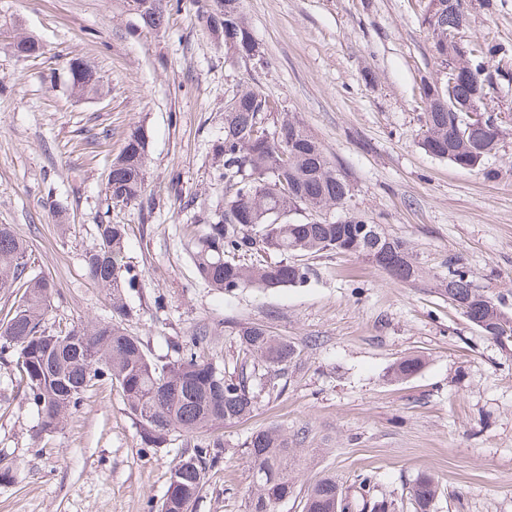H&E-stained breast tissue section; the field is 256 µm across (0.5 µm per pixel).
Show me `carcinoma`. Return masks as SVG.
Listing matches in <instances>:
<instances>
[{
  "label": "carcinoma",
  "mask_w": 512,
  "mask_h": 512,
  "mask_svg": "<svg viewBox=\"0 0 512 512\" xmlns=\"http://www.w3.org/2000/svg\"><path fill=\"white\" fill-rule=\"evenodd\" d=\"M158 2V8L140 16L150 31L166 26L169 0ZM198 17L238 57H261L242 0H203ZM455 22L456 16L438 9L436 0H425L423 23L431 33L434 57L444 68L448 55L437 46L448 39V28ZM65 68L71 93L102 94L97 71L76 70L69 60ZM424 119L423 148L458 166L478 167L497 149V144L486 141L468 150L456 134L457 113L443 107L430 108ZM213 153L221 203L199 216L197 223L205 229L190 248L197 277L206 287L229 294L243 288L299 285L307 281L309 269L298 258L324 251L365 259L401 283L422 277L410 245L387 235L380 225L353 214L327 219L329 211L347 206L350 186L322 144L301 122L279 111L274 98L240 85L224 105V137ZM145 169L146 140L136 127L110 166L106 199L111 208L142 202ZM127 229L126 224L102 219L95 225L93 246L82 254L86 277L109 296L111 320L85 321L51 333L44 321L56 285L44 275L30 273L26 242L11 225L0 224V291L20 293L0 323V354L15 355L42 432L58 430L84 393L105 378L118 388L145 445L157 447L173 434L196 439L192 452L174 465L159 505V512H192L206 468L217 463L224 447L220 438L209 434L250 415L257 398L254 382L264 379L260 371L285 368L296 357V349L253 324L238 331L242 361L252 363L249 374L228 376L192 350L161 366L153 362L141 339L124 328L130 317L125 293L138 281V273L125 261ZM259 251L275 252L280 259L240 264V256ZM448 278L457 285L451 303L490 323L494 338L512 336V319L499 317L496 304L472 287L465 271H450ZM421 366L420 357L407 356L396 363L393 374L405 379ZM245 445L255 485L245 512H275L276 505L295 494L291 470L296 449L276 428L252 434ZM368 487V479H362L360 498L351 500L334 479H320L308 488L303 512H379L381 505L367 499ZM437 489L429 475L416 480L417 512H429Z\"/></svg>",
  "instance_id": "carcinoma-1"
}]
</instances>
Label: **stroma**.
Segmentation results:
<instances>
[{"instance_id":"35a3bbf8","label":"stroma","mask_w":512,"mask_h":512,"mask_svg":"<svg viewBox=\"0 0 512 512\" xmlns=\"http://www.w3.org/2000/svg\"><path fill=\"white\" fill-rule=\"evenodd\" d=\"M460 47L490 43L497 116L495 155L477 168L421 145V88L438 65L420 0H243L261 60L233 59L199 19L192 0L165 31L143 28L125 0H0V224L32 249L36 273L53 279L45 322L57 332L109 319L82 255L110 214L130 227L127 260L142 277L127 294V328L158 363L176 359L198 329L201 352L227 374L240 371L236 332L264 325L295 346L287 368L269 372L253 413L224 426L220 462L208 468L193 512H245L252 485L244 443L270 427L287 433L303 465L296 494L277 512H302L328 476L386 512H414L423 474L440 492L430 512H512V341L486 336L438 290L463 268L512 314V0H466ZM45 53L16 57L13 34ZM100 73L99 99L66 90L65 62ZM249 82L278 99L322 143L351 188L346 214L364 216L409 243L423 270L394 282L354 256H304L308 281L220 294L199 283L187 251L194 211L215 208L212 146L224 135V103ZM146 135L144 202L107 209L109 165L130 128ZM66 210L59 231L46 205ZM424 365L403 381L400 358ZM193 439L146 447L109 381L87 391L61 429L40 432L13 355H0V512H157L171 468Z\"/></svg>"}]
</instances>
